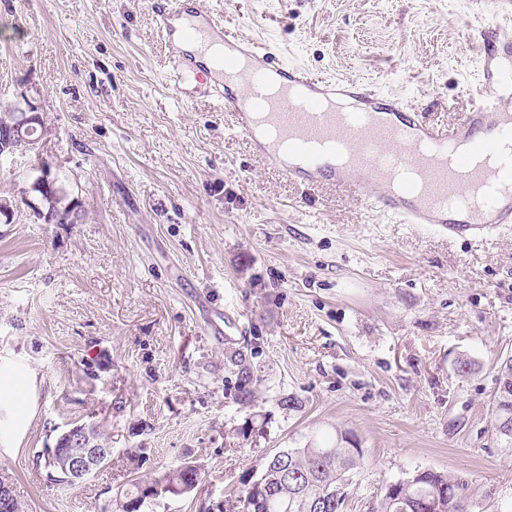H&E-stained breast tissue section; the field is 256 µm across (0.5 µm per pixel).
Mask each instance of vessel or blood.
Segmentation results:
<instances>
[{
    "mask_svg": "<svg viewBox=\"0 0 512 512\" xmlns=\"http://www.w3.org/2000/svg\"><path fill=\"white\" fill-rule=\"evenodd\" d=\"M474 2L503 22L477 31L482 71L448 133L401 99L384 102L357 81L333 84L288 65L274 45L228 29L223 8L154 0V23L178 92L220 97L232 128L289 181L348 190L393 223L430 225L471 244L512 224V167L487 162L512 139V107L500 93L512 73L503 52L512 45V0ZM214 48V67H204L200 54ZM316 143L340 144L347 164L310 152Z\"/></svg>",
    "mask_w": 512,
    "mask_h": 512,
    "instance_id": "vessel-or-blood-1",
    "label": "vessel or blood"
}]
</instances>
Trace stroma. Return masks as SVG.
<instances>
[{"instance_id":"stroma-1","label":"stroma","mask_w":512,"mask_h":512,"mask_svg":"<svg viewBox=\"0 0 512 512\" xmlns=\"http://www.w3.org/2000/svg\"><path fill=\"white\" fill-rule=\"evenodd\" d=\"M153 0H0V103L40 89L42 147L80 199L71 224L24 203L29 157L0 162V476L25 512H100L184 462L202 481L140 512H229L267 457L353 432L345 512L422 469L512 512V446L491 394L512 354V226L486 243L393 224L344 190L302 195L214 98L171 91ZM469 0H233L228 26L319 78L404 98L435 126L468 110L480 63ZM256 404L235 400L231 352ZM477 364L455 374L457 356ZM298 402L284 409L283 399ZM112 455L50 480L74 423Z\"/></svg>"}]
</instances>
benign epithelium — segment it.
Here are the masks:
<instances>
[{
    "mask_svg": "<svg viewBox=\"0 0 512 512\" xmlns=\"http://www.w3.org/2000/svg\"><path fill=\"white\" fill-rule=\"evenodd\" d=\"M38 95L37 84L32 82L17 100L16 115L12 122L0 126V159L16 155V144L29 143L30 154L41 157L40 140L28 138L29 131L41 122L42 114L35 103ZM31 210L46 224L76 221L78 214L72 207L61 208L48 194L29 201ZM109 451L96 442L94 426L77 425L64 431L55 448L48 454L52 467L61 469L68 480L75 484L86 480L102 463Z\"/></svg>",
    "mask_w": 512,
    "mask_h": 512,
    "instance_id": "benign-epithelium-1",
    "label": "benign epithelium"
}]
</instances>
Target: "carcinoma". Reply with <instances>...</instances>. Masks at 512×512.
<instances>
[{"label": "carcinoma", "instance_id": "obj_1", "mask_svg": "<svg viewBox=\"0 0 512 512\" xmlns=\"http://www.w3.org/2000/svg\"><path fill=\"white\" fill-rule=\"evenodd\" d=\"M237 367L235 397L245 408L253 404V371L242 354ZM493 430L498 440L512 445V356L500 359L496 387L491 395ZM251 475L232 501L231 512H344L347 488L361 467L357 439L347 431L329 438L308 437L278 452ZM184 479L178 468L131 484L113 501L118 512H140L145 486L165 487ZM443 501L444 512H473L472 486L465 480L434 470H418L411 477L387 485L375 512H427L431 500Z\"/></svg>", "mask_w": 512, "mask_h": 512}]
</instances>
